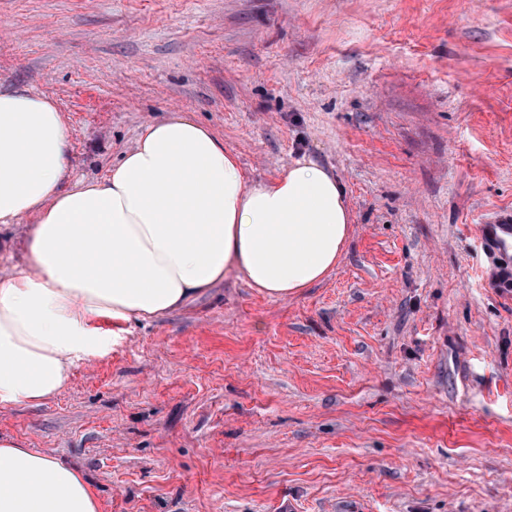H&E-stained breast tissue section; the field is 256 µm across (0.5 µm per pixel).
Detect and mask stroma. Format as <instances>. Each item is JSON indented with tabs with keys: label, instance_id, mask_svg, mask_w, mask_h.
Returning a JSON list of instances; mask_svg holds the SVG:
<instances>
[{
	"label": "stroma",
	"instance_id": "obj_1",
	"mask_svg": "<svg viewBox=\"0 0 512 512\" xmlns=\"http://www.w3.org/2000/svg\"><path fill=\"white\" fill-rule=\"evenodd\" d=\"M52 97L71 177L175 112L245 173L309 159L352 235L287 299L230 278L0 438L101 512H512V288L476 227L512 210V0H0V86Z\"/></svg>",
	"mask_w": 512,
	"mask_h": 512
}]
</instances>
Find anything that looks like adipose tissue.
Instances as JSON below:
<instances>
[{
    "label": "adipose tissue",
    "instance_id": "adipose-tissue-1",
    "mask_svg": "<svg viewBox=\"0 0 512 512\" xmlns=\"http://www.w3.org/2000/svg\"><path fill=\"white\" fill-rule=\"evenodd\" d=\"M70 135L46 95L0 88V224L30 218L25 263L0 278V405L40 403L119 327L236 275L285 299L332 271L352 227L341 182L300 160L248 179L211 129L146 125L108 175L64 186ZM0 512H100L72 464L0 441Z\"/></svg>",
    "mask_w": 512,
    "mask_h": 512
}]
</instances>
